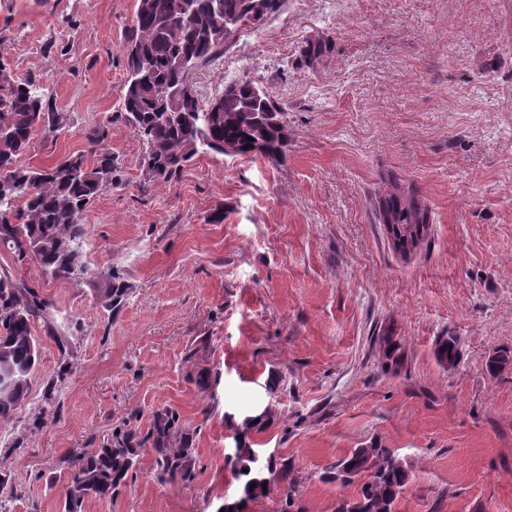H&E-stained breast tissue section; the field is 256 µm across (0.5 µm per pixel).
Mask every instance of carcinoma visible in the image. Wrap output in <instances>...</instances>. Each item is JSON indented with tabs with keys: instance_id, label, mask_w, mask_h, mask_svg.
<instances>
[{
	"instance_id": "1",
	"label": "carcinoma",
	"mask_w": 512,
	"mask_h": 512,
	"mask_svg": "<svg viewBox=\"0 0 512 512\" xmlns=\"http://www.w3.org/2000/svg\"><path fill=\"white\" fill-rule=\"evenodd\" d=\"M285 0H134L131 24L121 50L127 76L120 116L146 147L149 180H170L199 152L230 156H261L271 163L284 160L291 138L288 104L277 102L259 81L244 75L226 82L224 91L200 97L192 80L193 67L206 65L237 45L245 33L259 34L278 15ZM334 50L329 36L300 46L298 68L312 70ZM68 121L64 112L43 105L40 86L16 82L0 74V254L22 263L35 260L53 278L77 279L86 273L80 242L85 235L81 215L91 199L112 186L118 160L100 147L110 127L88 135L93 147L63 156L47 167L23 166L20 156L35 133L53 138ZM378 224H413L429 230L426 205L410 188L392 179L376 197ZM98 292L110 309L118 308L127 289L114 270L105 273ZM51 304L39 290L20 278L0 275V373L12 384L0 390V424L12 420L28 396L40 365L39 338L34 324L47 319ZM460 340L442 336L436 354L453 366ZM136 429L115 434L112 444L95 451H72L64 463V512H81L89 498L116 495L136 466ZM157 479L184 482L193 476L196 456L185 439L179 417L166 414L155 424ZM256 455L237 448L227 463L245 478L243 494L256 500L263 486L285 482L286 499L296 495L297 480L288 460H272L252 468ZM323 482L361 483L357 494L338 501L336 512H395L410 480L407 463L390 448H355L320 476Z\"/></svg>"
}]
</instances>
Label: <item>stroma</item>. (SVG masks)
<instances>
[{"label":"stroma","instance_id":"obj_1","mask_svg":"<svg viewBox=\"0 0 512 512\" xmlns=\"http://www.w3.org/2000/svg\"><path fill=\"white\" fill-rule=\"evenodd\" d=\"M133 10L0 0V69L69 117L21 165L87 149L105 123L120 163L82 217L85 275L0 255V272L52 304L28 399L0 425V454L24 446L5 512H60V458L127 425L146 437L127 488L82 512H285L278 488L243 500L225 463L240 446L293 462L295 512H336L357 488L323 469L373 443L411 470L396 512H512V366L486 371L512 349V0H287L193 74L207 96L246 73L287 102L286 162L201 153L168 182L147 181L146 149L115 117ZM318 33L335 51L308 74L296 57ZM394 177L433 219L407 256L372 217ZM108 267L127 289L114 312L96 291ZM448 334L461 339L452 369L434 354ZM165 412L196 450L192 482L155 478L147 434Z\"/></svg>","mask_w":512,"mask_h":512}]
</instances>
